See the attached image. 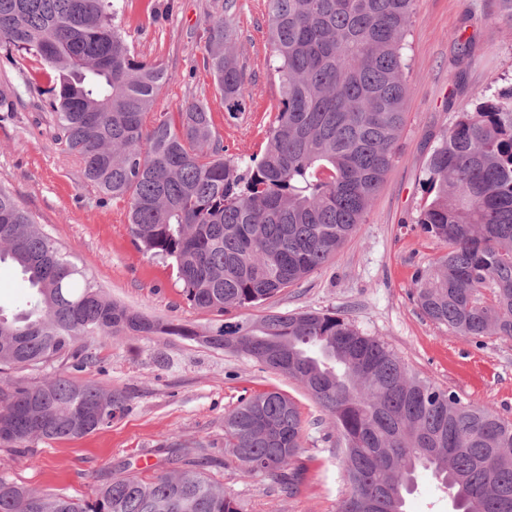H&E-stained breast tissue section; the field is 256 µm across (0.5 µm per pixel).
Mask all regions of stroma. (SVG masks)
Segmentation results:
<instances>
[{"instance_id":"stroma-1","label":"stroma","mask_w":512,"mask_h":512,"mask_svg":"<svg viewBox=\"0 0 512 512\" xmlns=\"http://www.w3.org/2000/svg\"><path fill=\"white\" fill-rule=\"evenodd\" d=\"M114 23L135 52L162 63L170 74L153 115L173 117L194 100L207 101L214 131L228 157L261 155L278 120L280 84L268 39L266 0H118ZM228 17L244 69L246 108L229 117L202 67L206 19ZM466 31L475 49L465 81L455 70L453 37ZM409 96L399 146L362 224L325 265L262 305L233 310L235 322L266 313L316 311L352 321L380 337L410 373L455 394L462 402L490 406L512 420V338L475 341L422 315L417 270L441 254L436 239L416 219L426 196V167L440 138L481 93L512 86V25L499 18V0H417L407 36ZM49 66L0 49V85L18 94L14 111L0 112V186L9 189L39 227L86 270L112 301L162 321L196 327L214 322L182 296L175 268L136 245L126 201L104 198L83 176L80 160L57 138L46 101ZM98 361L71 372L104 390H120L128 409L108 427L81 438L0 443V476L40 491L87 495L101 471L130 463L147 476L169 446L192 448L214 459L207 475L232 492L245 512H336L349 486L333 423L294 379L240 354L177 336H100ZM279 389L293 398L305 422L300 459L307 479L294 497L270 478L244 475L224 450V416L240 398ZM406 512H454L451 498L431 472L418 471Z\"/></svg>"}]
</instances>
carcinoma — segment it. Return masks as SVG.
Segmentation results:
<instances>
[{"label": "carcinoma", "instance_id": "obj_1", "mask_svg": "<svg viewBox=\"0 0 512 512\" xmlns=\"http://www.w3.org/2000/svg\"><path fill=\"white\" fill-rule=\"evenodd\" d=\"M417 0H268V35L281 88L264 152L241 166L224 156L208 102L147 125L165 67L140 58L113 24L114 0H0V47L54 69L45 90L60 140L87 181L124 199L142 250L171 261L182 295L217 316L266 301L304 279L350 239L380 189L404 122L405 39ZM202 66L224 111H244L236 32L204 30ZM455 82L475 46L456 36ZM416 223L443 245L417 274L422 314L465 338H512V88L482 94L434 148ZM31 293L0 309V371L38 369L61 357L97 363L88 341L129 334L179 336L252 359L296 380L326 412L344 445L350 492L337 512H405L419 469L453 497L455 512H512V421L488 406L412 376L398 354L348 319L314 311L233 323L160 322L95 288L31 214L0 188V263ZM43 396L49 430L7 445L91 434L127 410L120 392L60 373L41 385L0 380V419ZM107 417L77 428L86 409ZM304 421L287 394H251L224 416V447L248 476L290 496ZM213 461L170 448L149 476L104 471L93 496L34 491L0 477V512H242L206 475Z\"/></svg>", "mask_w": 512, "mask_h": 512}]
</instances>
